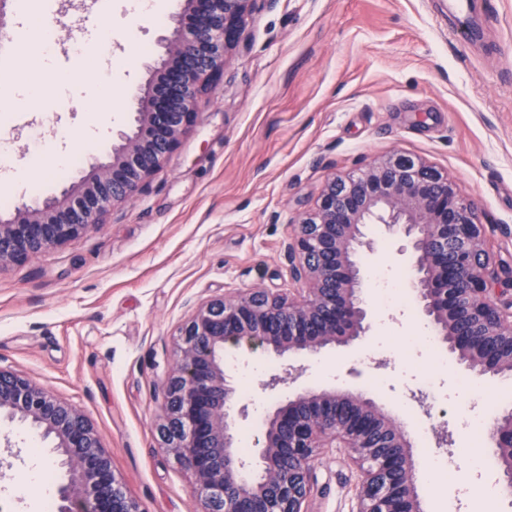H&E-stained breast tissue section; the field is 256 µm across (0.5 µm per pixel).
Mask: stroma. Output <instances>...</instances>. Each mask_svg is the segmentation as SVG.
Here are the masks:
<instances>
[{
  "label": "stroma",
  "mask_w": 512,
  "mask_h": 512,
  "mask_svg": "<svg viewBox=\"0 0 512 512\" xmlns=\"http://www.w3.org/2000/svg\"><path fill=\"white\" fill-rule=\"evenodd\" d=\"M471 43L452 34L448 0H256L241 42L193 127L171 159L99 228L0 273V367L25 375L81 410L109 452L112 467L142 512H200L190 473L158 445L162 384L173 342L194 305L254 288L287 292L293 281L285 245L329 173H348L393 151L417 155L446 172L478 209L498 267H512V0H476ZM43 24L72 28L87 42L110 33L98 79L90 62L61 42L56 74L33 60L17 70L41 79L39 112L11 113L15 181L0 186V216L78 187L88 158L107 160L128 130L147 67L164 53L170 22L131 14L125 0L100 11L97 0H51ZM115 94L104 137L89 136L88 112L74 98ZM74 136L76 163L63 174L36 170L42 142ZM363 256L375 308L366 344L322 351L299 384L351 386L384 403L422 459L417 479L425 512H478L484 494L470 425L512 411V375L460 369L438 341H427L401 242L382 225ZM393 367L377 371L372 361ZM247 419L236 422L245 455L272 401L258 383L277 369L269 354L227 355ZM422 391L433 417L454 431L456 461L446 479L432 451L430 419L402 397ZM18 455L0 463V512H44L64 473L52 467L50 441L25 431ZM318 484L308 512H352L357 481L344 452L315 463Z\"/></svg>",
  "instance_id": "stroma-1"
}]
</instances>
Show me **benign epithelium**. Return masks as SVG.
<instances>
[{
    "mask_svg": "<svg viewBox=\"0 0 512 512\" xmlns=\"http://www.w3.org/2000/svg\"><path fill=\"white\" fill-rule=\"evenodd\" d=\"M255 2L183 0L132 130L119 133L110 160L91 164L78 188L38 206L23 202L0 219V272L99 227L114 204L143 190L194 125ZM368 224L406 241L420 312L435 338L470 371L512 374V275L493 268L474 201L433 166L399 152L355 174H332L286 245L298 287L208 299L178 330L158 429L162 448L191 473L202 512H307L315 462L327 448L344 449L357 471L352 512H423L419 466L397 419L361 391L297 386L301 361L367 339L372 311L358 256L373 251ZM233 349L283 359L282 371L258 384L262 394H289L265 416L255 462L236 448L235 423L248 416L249 403L224 365ZM5 421L28 424L53 442L65 469L56 512H141L83 413L0 369ZM433 437L438 448L454 444L445 421ZM491 441L502 465L500 493L512 500V411L496 419Z\"/></svg>",
    "mask_w": 512,
    "mask_h": 512,
    "instance_id": "1",
    "label": "benign epithelium"
}]
</instances>
